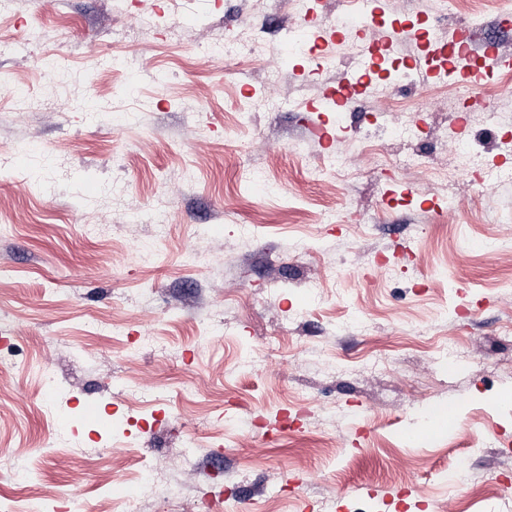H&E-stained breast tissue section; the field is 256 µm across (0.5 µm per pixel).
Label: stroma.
<instances>
[{
  "label": "stroma",
  "instance_id": "obj_1",
  "mask_svg": "<svg viewBox=\"0 0 512 512\" xmlns=\"http://www.w3.org/2000/svg\"><path fill=\"white\" fill-rule=\"evenodd\" d=\"M377 5L447 42L444 0ZM476 8L512 61V0ZM299 25L288 0H0V79L33 95L0 94V512H447L461 461L464 512H512L476 493L512 481V250L491 247L512 239V68L478 79L490 177L460 165L487 120L454 76L377 94L361 39L284 57ZM228 31L248 48L210 56ZM349 77L358 111H319ZM252 95L279 107L241 121ZM327 155L342 175L311 181ZM160 203L161 237L137 220ZM145 335L164 350L130 351ZM448 406L453 431L405 443Z\"/></svg>",
  "mask_w": 512,
  "mask_h": 512
}]
</instances>
